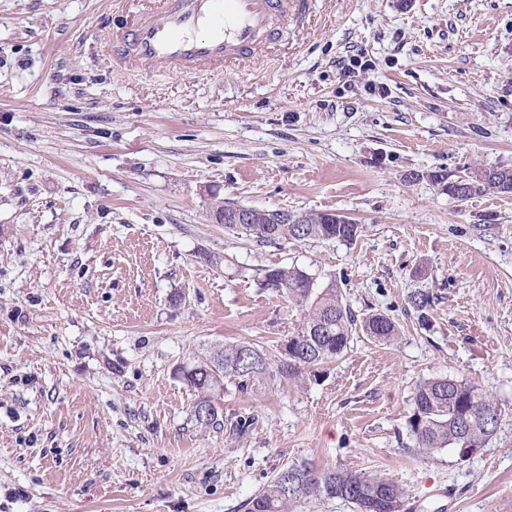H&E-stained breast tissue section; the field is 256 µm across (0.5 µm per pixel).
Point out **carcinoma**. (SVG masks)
<instances>
[{"instance_id": "cac0c4a2", "label": "carcinoma", "mask_w": 512, "mask_h": 512, "mask_svg": "<svg viewBox=\"0 0 512 512\" xmlns=\"http://www.w3.org/2000/svg\"><path fill=\"white\" fill-rule=\"evenodd\" d=\"M426 178L455 197L456 179L440 169L428 172ZM488 191L511 194L512 169L495 168L489 179L483 178L479 169L471 172L464 199ZM226 228L274 246L316 239L352 243L360 233L358 224L326 212L314 215L311 224H268L261 210L255 214L254 223L228 224ZM259 281L299 308L302 326L288 337V347L273 362L263 350L243 341L226 345L206 362L183 369L184 381L198 395L192 416L202 428L224 426L218 402L224 385L240 392L270 388L282 379L299 382L307 370L340 358L359 332L378 342L398 337L395 321L389 316L376 313L358 317L343 303L338 289L317 287L316 278L302 267L269 266L261 269ZM411 405L407 423L415 448L429 455L447 447L484 448L502 423L501 408L493 397L474 384L450 377L419 382ZM303 497L340 498L354 504L359 512H403L405 490L397 480L378 473L320 472L311 464L291 465L281 469L248 502V512H288L291 504Z\"/></svg>"}]
</instances>
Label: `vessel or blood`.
I'll list each match as a JSON object with an SVG mask.
<instances>
[{
  "mask_svg": "<svg viewBox=\"0 0 512 512\" xmlns=\"http://www.w3.org/2000/svg\"><path fill=\"white\" fill-rule=\"evenodd\" d=\"M306 5V0H156L112 39L136 70L241 67Z\"/></svg>",
  "mask_w": 512,
  "mask_h": 512,
  "instance_id": "b4317fda",
  "label": "vessel or blood"
}]
</instances>
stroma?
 Wrapping results in <instances>:
<instances>
[{
	"label": "stroma",
	"mask_w": 512,
	"mask_h": 512,
	"mask_svg": "<svg viewBox=\"0 0 512 512\" xmlns=\"http://www.w3.org/2000/svg\"><path fill=\"white\" fill-rule=\"evenodd\" d=\"M151 3L0 0V512H247L302 462L392 476L420 512L431 484L512 512V194L427 178L512 168V0H309L250 67L193 75L111 58ZM216 199L362 232L263 246L213 223ZM292 263L398 341L355 336L197 426L183 368L240 341L276 359L302 314L259 271ZM445 376L503 412L465 461L407 425Z\"/></svg>",
	"instance_id": "35a3bbf8"
}]
</instances>
